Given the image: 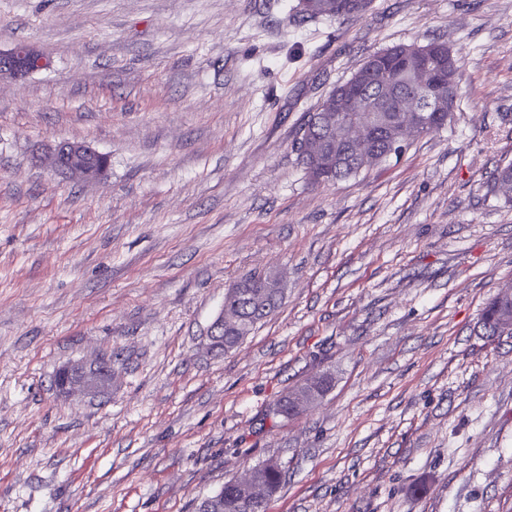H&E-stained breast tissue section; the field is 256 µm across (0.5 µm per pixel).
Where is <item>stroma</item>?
<instances>
[{
	"instance_id": "stroma-1",
	"label": "stroma",
	"mask_w": 512,
	"mask_h": 512,
	"mask_svg": "<svg viewBox=\"0 0 512 512\" xmlns=\"http://www.w3.org/2000/svg\"><path fill=\"white\" fill-rule=\"evenodd\" d=\"M0 0V512H195L274 459L266 512H512V337L483 336L512 285V0ZM459 58L451 127L315 184L309 112L398 43ZM91 144L106 176L44 159ZM281 276L279 308L226 354L233 284ZM105 357L112 383L56 388ZM336 379L291 419L277 401ZM298 0L297 8L305 18L331 17L340 19L361 18L371 8L373 0H308L314 5L308 10L300 8ZM47 66L48 61L31 46L20 44L6 51L0 50V80H17ZM491 191L512 203V160L500 164L492 173Z\"/></svg>"
}]
</instances>
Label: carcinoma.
I'll return each mask as SVG.
<instances>
[{
	"instance_id": "obj_1",
	"label": "carcinoma",
	"mask_w": 512,
	"mask_h": 512,
	"mask_svg": "<svg viewBox=\"0 0 512 512\" xmlns=\"http://www.w3.org/2000/svg\"><path fill=\"white\" fill-rule=\"evenodd\" d=\"M313 7L299 10L305 18L331 17L340 19L360 18L371 8L373 0H311ZM422 56L429 63L426 80L418 83L409 75L407 61ZM385 70L393 80L388 85L378 84L370 75V69ZM356 86L362 97L372 106L370 112H340L335 100L351 86ZM459 89V65L457 57L447 44L432 41L426 45L399 44L377 51L346 81L336 85L319 103L307 119L295 140V150L301 165L315 183H330L357 176L365 169L358 159L352 142L340 137L348 127L364 125L375 149V161L382 162L403 151L400 144L401 129L406 114L403 101L419 100L425 105L438 104L441 111L432 113L428 127L420 131L427 135L450 126L454 119L455 102ZM318 140L323 149L336 155V169L329 177L322 176L315 164V155L309 150V141ZM491 191L512 203V160L499 165L492 173ZM241 314L252 320L251 327L269 316V313L249 299L239 302ZM499 308L490 300L482 309L479 326L485 336H493ZM267 496H272L282 482L283 469L276 462L255 467ZM211 512H266V507H252L240 500V493L233 481L228 480L215 495L206 498Z\"/></svg>"
}]
</instances>
